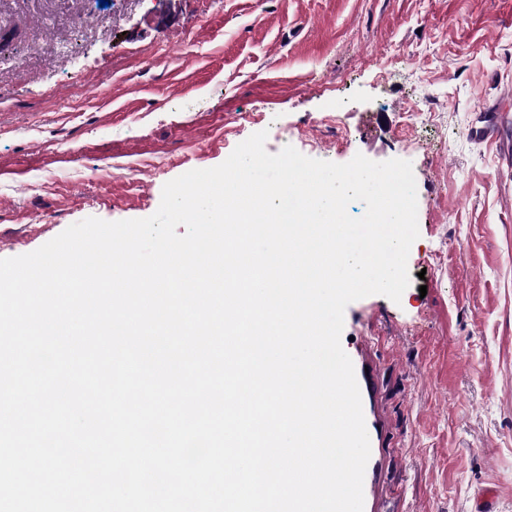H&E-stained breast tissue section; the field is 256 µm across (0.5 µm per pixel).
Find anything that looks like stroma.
<instances>
[{"mask_svg": "<svg viewBox=\"0 0 512 512\" xmlns=\"http://www.w3.org/2000/svg\"><path fill=\"white\" fill-rule=\"evenodd\" d=\"M1 35L0 258L149 217L262 130L410 161L411 282L344 312L377 369L364 512H512V0H0Z\"/></svg>", "mask_w": 512, "mask_h": 512, "instance_id": "stroma-1", "label": "stroma"}]
</instances>
